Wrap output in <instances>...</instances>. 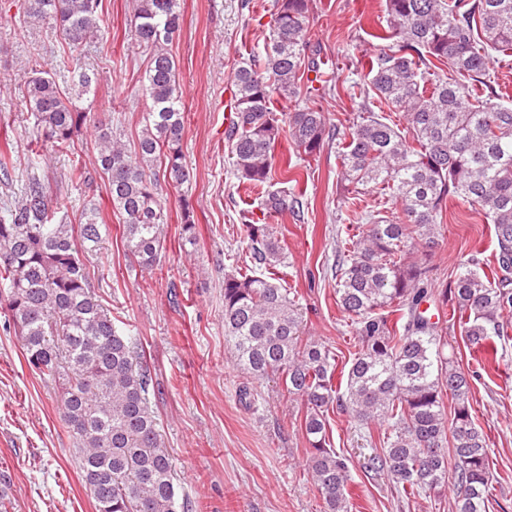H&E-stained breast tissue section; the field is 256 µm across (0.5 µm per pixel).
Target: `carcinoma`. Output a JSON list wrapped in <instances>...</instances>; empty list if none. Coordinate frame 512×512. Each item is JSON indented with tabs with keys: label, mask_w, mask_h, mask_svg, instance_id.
Masks as SVG:
<instances>
[{
	"label": "carcinoma",
	"mask_w": 512,
	"mask_h": 512,
	"mask_svg": "<svg viewBox=\"0 0 512 512\" xmlns=\"http://www.w3.org/2000/svg\"><path fill=\"white\" fill-rule=\"evenodd\" d=\"M263 52L233 73L236 120L231 155L242 184L263 187L276 173L275 146L288 132L309 160L330 142L325 113L300 105L313 0H275ZM103 0H25V25L59 30L78 96L52 77L27 84L24 105L37 134L57 153L75 154L74 137L94 130L97 160L122 217L125 251L143 270L160 265L167 214L156 168L176 188L191 182L183 164L184 93L169 49L182 20L180 0H135L130 31L151 56L144 75L150 112L130 151L100 114L81 104L94 93L82 46L101 32ZM381 40L390 52L369 62V92L404 114L406 127L357 112L339 151L347 193L381 189L405 221L369 214L366 231L336 264L337 304L359 336L349 368L326 346L305 342L303 314L288 289L262 274L281 264L271 224H248L253 265L224 274V338L237 366L254 379L277 377L307 408L308 468L325 512H350L346 459L332 448L330 408L364 427L386 426L382 451L369 456L407 495L453 481L455 512H487L492 473L488 437L475 423L470 374L444 354L436 323L420 311L428 298L450 304L468 348L497 356L512 327V108L495 102L486 77L494 52H512V0H385ZM447 72L430 92L431 69ZM294 104L277 114L273 101ZM303 192L270 191L265 214L300 212ZM462 200L494 227L491 273L472 256L446 288L431 284L428 254L448 202ZM50 189L35 180L0 215V313L12 325L29 367L54 382L61 419L75 443L96 512H184L172 460L151 406V373L100 303L84 255L103 225L92 208L77 226L57 216ZM181 243L195 251L194 213L184 207ZM450 397L453 416L443 398ZM453 469H448V453Z\"/></svg>",
	"instance_id": "1"
}]
</instances>
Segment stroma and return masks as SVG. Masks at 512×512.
Here are the masks:
<instances>
[{
    "label": "stroma",
    "mask_w": 512,
    "mask_h": 512,
    "mask_svg": "<svg viewBox=\"0 0 512 512\" xmlns=\"http://www.w3.org/2000/svg\"><path fill=\"white\" fill-rule=\"evenodd\" d=\"M275 0H181L183 21L173 42L184 92L182 151L191 172L188 193L160 180L165 204L162 261L140 270L123 247L121 217L94 162L92 130L82 129L75 147L92 179L71 183L70 156L45 151L31 158L37 133L23 103L33 69L55 77L70 92L68 55L50 25L20 27L23 0H0V149L12 157L8 181L0 180V201L22 194L32 181L49 185L68 223L80 224L97 208L108 232L86 256L92 284L116 326L137 339L156 389L159 427L172 458L175 483L188 512H323L321 493L307 469L301 423L306 408L289 398L276 378L252 379L236 366L224 339V274L250 266L245 227L273 224L284 261L275 269L290 288L306 322V334L339 362H347L357 341L354 326L336 303V254L365 228L360 214L373 210L396 219L399 202L384 192L365 191L345 202L337 145L351 114L372 108L365 94L366 63L386 46L378 35L386 24L385 0H314L311 48L330 92H312L303 105L324 112L333 133L303 177L307 207L264 215L258 191L240 185L232 164L225 101L234 91L232 73L241 58L262 51ZM101 37L85 49L96 77L93 109L126 144L136 143L150 101L143 90L149 56L133 39V0H105ZM194 213L197 252L181 249L183 207ZM494 230L485 217L449 202L441 234L431 252L434 290L445 288L470 255L492 261ZM447 341L446 355L472 371L470 401L476 424L493 450V499L488 512H512V335L498 344L500 368L477 370L448 309L429 304ZM249 397H241V390ZM333 446L351 474V512H452L455 490L408 496L385 472L365 463L379 451L347 414L330 415ZM0 493L10 512H95L75 462L74 446L61 419L59 398L49 381L32 372L13 330L0 325Z\"/></svg>",
    "instance_id": "obj_1"
}]
</instances>
